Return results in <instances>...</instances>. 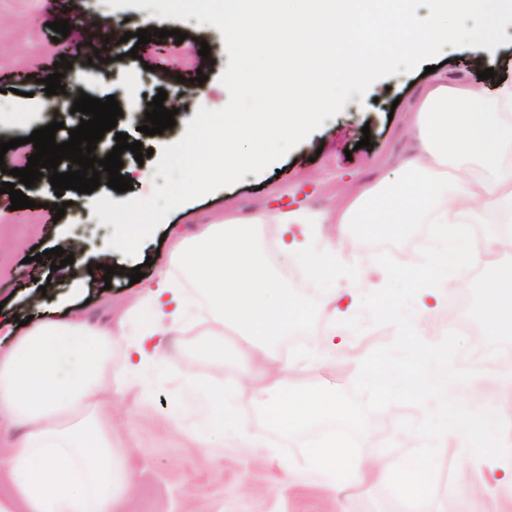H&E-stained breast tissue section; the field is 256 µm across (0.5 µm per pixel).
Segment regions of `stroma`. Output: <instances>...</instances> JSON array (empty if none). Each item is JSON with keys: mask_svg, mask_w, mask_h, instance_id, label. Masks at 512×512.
Here are the masks:
<instances>
[{"mask_svg": "<svg viewBox=\"0 0 512 512\" xmlns=\"http://www.w3.org/2000/svg\"><path fill=\"white\" fill-rule=\"evenodd\" d=\"M71 0H0V43L15 47V57H0V89L11 103L10 112L0 115V140L27 137L52 121L62 122L56 133L65 139L71 128L80 123L79 114L67 106L47 110L43 106V78L54 71L60 56H71L70 47L54 42L51 22L64 20ZM168 29L184 32V41L167 42L165 50L143 53L141 58L125 57L122 65L97 72L81 89L91 97L106 99L115 96L122 115L116 132L128 134L130 141L141 142L153 149V156L136 161L134 156L123 160L121 175L132 180V194L146 197L150 183L141 181L142 170L153 169L155 156L163 147L178 142L186 131L183 114H175L173 127L148 136L137 129L134 117L137 104L155 97L158 91L173 92L178 78L205 75L203 87L209 98L224 95L220 76L229 56L219 30L176 18L164 19ZM510 41L487 52L472 47H448L439 54L442 73L466 76L477 88L491 90L497 78L512 81V24L505 28ZM209 44V57H202V44ZM73 69H81L83 59L71 56ZM493 69L494 78L483 80L479 74ZM433 79L432 74L414 69L375 82L366 95H352L344 110L311 133L288 155L275 161L261 173L246 175L244 180L204 196L187 201L172 210L155 235L140 246L136 258L117 257L116 265L126 272L112 278L110 288H103L87 266L95 254L105 247L112 227L94 218L65 213L55 218L53 206L58 198L44 181L26 189L29 199L39 202L41 221L32 234L24 236L17 248L0 250V306L13 313L14 321L0 327V345L11 343L23 334V320L41 315L47 302H54L58 313H66L71 297L66 287L46 286L50 268L37 262L36 254L62 247L65 253H76L82 264L73 275L84 281L88 303L84 310L89 317L102 321L120 316L144 295L159 273H170L182 279L181 270L170 261L174 240L189 238L198 224H210L230 210L243 217L259 211L308 214L315 216L338 204L342 195L361 182L398 176V165L412 157L417 142L409 132L411 109L421 88ZM369 134H362V127ZM369 137V146H361L362 137ZM475 258L468 271L461 275L457 288L441 302L438 312L428 322L416 323L415 329L427 343L435 344L448 332L449 319L458 314L456 300L470 296L481 303L482 291L476 288L478 271L491 260L512 265V251L492 247L491 229L486 224L468 225ZM144 266L145 276L131 283L127 272ZM289 295L314 307L326 296L320 287L304 285L303 271L293 254L282 253L280 263L269 266ZM327 321L312 316L308 321L272 343L276 352L288 358H305V369L295 383L301 388H318L329 383L335 389L352 391L361 361L374 348L391 344L396 336L394 326L368 325L359 333L344 334L343 345L323 362L309 357L319 347ZM191 331H174L166 338L163 370L148 374L143 385L115 400V431L113 444L129 453L136 480L125 512H392L395 480H373L357 483L350 475L339 479L338 495L327 493L308 473V460L301 439L283 440L263 422L256 401L242 400L233 412L243 421L258 445L238 448L225 443L221 448L200 447L207 430L200 420L185 423L177 417L173 406L184 402L195 408L198 401L185 394L182 383L193 379L213 390H229L238 386L243 375V359L234 351L237 336H224V365L213 367L193 356L188 346L194 339ZM421 408L392 405L373 415L360 453L396 466L402 450L397 442L402 435L400 420L420 421ZM437 471L458 475L466 471L478 483L477 493H465L461 484L452 491H439L426 497V512H512V489L502 484L504 473L512 471V457L499 460L473 459L464 438L440 439Z\"/></svg>", "mask_w": 512, "mask_h": 512, "instance_id": "35a3bbf8", "label": "stroma"}]
</instances>
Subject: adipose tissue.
Wrapping results in <instances>:
<instances>
[{"label":"adipose tissue","mask_w":512,"mask_h":512,"mask_svg":"<svg viewBox=\"0 0 512 512\" xmlns=\"http://www.w3.org/2000/svg\"><path fill=\"white\" fill-rule=\"evenodd\" d=\"M411 132L418 152L401 163L403 178L357 187L323 221L357 224L366 234L400 224L452 225V232H440L434 248L430 274L439 286L421 303L427 319L471 258L461 225L483 223L492 214L498 224L494 242L512 243V82L497 85L487 98L466 80H439L421 94ZM291 223L286 215L242 219L225 212L221 223L201 225L191 239L171 246L170 260L187 273L191 287L164 275L115 321L95 323L78 309L62 321L47 314L0 348V427L13 434L8 455L0 457V479L7 482L0 512H118L134 470L113 446L112 397L139 384L144 365H158V337L188 329L200 307L208 319L195 352L222 366L224 330L231 326L245 340L244 359L257 365L239 392H213L186 381L187 390L202 396L200 413L219 437L252 447L246 426L229 414L242 394H276L271 419L285 417L300 427L339 414L333 392L296 389L295 366L270 351V337L287 335L309 311L289 297L260 258L258 227L276 226L283 249L302 257L307 273L328 279L336 270L335 248L311 250L291 238ZM477 313L512 329L511 267L491 269ZM119 341L125 358L115 369L112 347ZM398 444L406 450L396 473L400 493L421 498L432 485L433 456L418 448L413 434L402 435ZM309 459L328 490L336 489L342 472L359 479L390 473L380 461L333 444H315Z\"/></svg>","instance_id":"adipose-tissue-1"}]
</instances>
